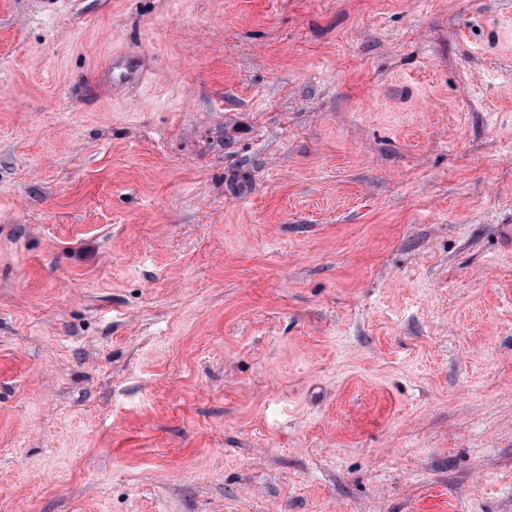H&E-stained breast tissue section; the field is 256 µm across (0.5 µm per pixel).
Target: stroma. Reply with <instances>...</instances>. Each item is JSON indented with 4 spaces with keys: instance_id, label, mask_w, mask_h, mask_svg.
I'll list each match as a JSON object with an SVG mask.
<instances>
[{
    "instance_id": "stroma-1",
    "label": "stroma",
    "mask_w": 512,
    "mask_h": 512,
    "mask_svg": "<svg viewBox=\"0 0 512 512\" xmlns=\"http://www.w3.org/2000/svg\"><path fill=\"white\" fill-rule=\"evenodd\" d=\"M0 512H512V0H0ZM145 60L138 54H124L114 56L108 67L114 85L135 83L143 75Z\"/></svg>"
}]
</instances>
